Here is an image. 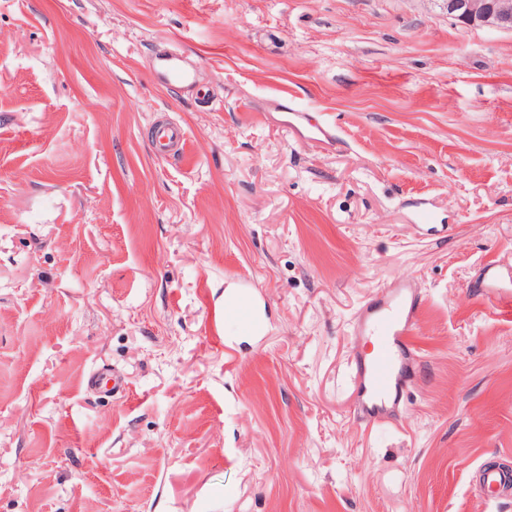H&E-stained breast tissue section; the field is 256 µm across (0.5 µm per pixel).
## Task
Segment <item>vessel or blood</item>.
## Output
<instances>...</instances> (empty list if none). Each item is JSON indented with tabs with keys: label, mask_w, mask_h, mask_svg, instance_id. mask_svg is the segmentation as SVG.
Returning a JSON list of instances; mask_svg holds the SVG:
<instances>
[{
	"label": "vessel or blood",
	"mask_w": 512,
	"mask_h": 512,
	"mask_svg": "<svg viewBox=\"0 0 512 512\" xmlns=\"http://www.w3.org/2000/svg\"><path fill=\"white\" fill-rule=\"evenodd\" d=\"M161 74L169 85L177 88L192 84L195 77L194 72L175 54L164 58ZM184 144L185 132L179 124L168 120L155 123L153 147L158 154L175 156ZM482 282L490 300L506 307L512 305V266L486 265ZM421 306V297L409 284L402 283L394 290L378 293L363 312L357 326L358 334L377 339L371 355L357 360L360 410L369 419L389 420L401 403L417 355L410 332ZM227 309L244 331L253 332L259 314L251 297L231 302ZM85 386L96 393H118L124 391L125 382L116 371L102 368L86 377ZM478 486L487 506H495L504 488L512 486V472L482 469Z\"/></svg>",
	"instance_id": "1"
}]
</instances>
